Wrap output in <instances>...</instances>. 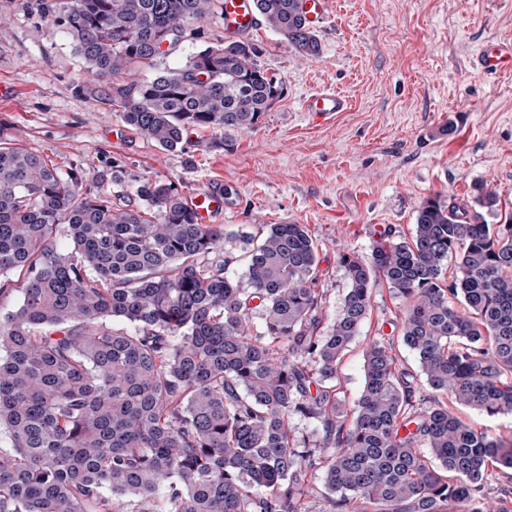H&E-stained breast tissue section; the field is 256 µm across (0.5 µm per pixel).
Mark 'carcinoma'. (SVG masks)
<instances>
[{
    "instance_id": "cac0c4a2",
    "label": "carcinoma",
    "mask_w": 512,
    "mask_h": 512,
    "mask_svg": "<svg viewBox=\"0 0 512 512\" xmlns=\"http://www.w3.org/2000/svg\"><path fill=\"white\" fill-rule=\"evenodd\" d=\"M252 4L319 56L301 0ZM38 6L70 36L90 93L167 151L194 128L250 132L283 94L242 39L165 66L223 0ZM140 66L155 75L123 79ZM473 190L471 214L427 199L411 236L387 225L368 253H340L331 319L307 225L226 236L162 179L137 187L142 204H117L0 128V295L21 294L0 321V512H313L317 470L330 512H512V489L489 488L512 470V436L448 408L512 414V221L486 223L498 196ZM238 261L243 282L226 275ZM378 281L403 302L399 335L424 382L375 340L347 411L338 367ZM295 421L312 429L298 437Z\"/></svg>"
}]
</instances>
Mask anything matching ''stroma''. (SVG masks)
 Returning a JSON list of instances; mask_svg holds the SVG:
<instances>
[{"label": "stroma", "instance_id": "35a3bbf8", "mask_svg": "<svg viewBox=\"0 0 512 512\" xmlns=\"http://www.w3.org/2000/svg\"><path fill=\"white\" fill-rule=\"evenodd\" d=\"M37 3L0 0V128L11 141L79 166L84 185L117 203L157 178L185 197L229 191L213 219L228 234L308 225L321 246L328 315L347 288L339 253H368L380 224L410 234L426 199L470 211L472 185L484 182L499 196L488 223L512 218V72L489 78L472 65L485 42L512 41V0H332L315 59L260 26L250 40L261 68L282 81V98L253 131L194 129L177 151L144 140L107 101L86 95L84 62ZM326 88L350 108L317 122L302 104ZM401 309L378 282L340 366L343 406L362 391L366 343L390 333Z\"/></svg>", "mask_w": 512, "mask_h": 512}]
</instances>
